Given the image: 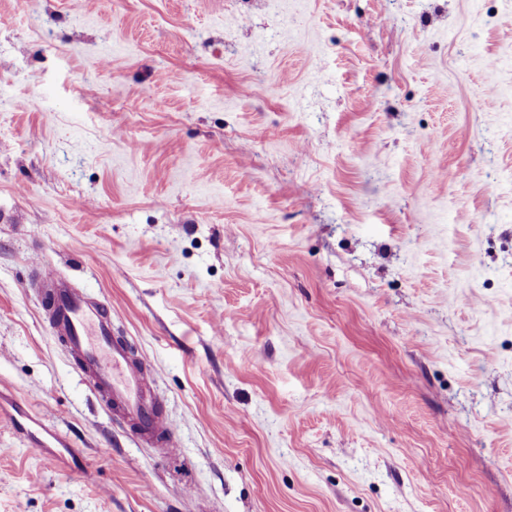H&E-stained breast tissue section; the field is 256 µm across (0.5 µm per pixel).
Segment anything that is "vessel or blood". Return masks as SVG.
Returning a JSON list of instances; mask_svg holds the SVG:
<instances>
[{"label": "vessel or blood", "instance_id": "obj_1", "mask_svg": "<svg viewBox=\"0 0 512 512\" xmlns=\"http://www.w3.org/2000/svg\"><path fill=\"white\" fill-rule=\"evenodd\" d=\"M39 285L44 290L45 319L58 344L113 417L140 441L166 453L175 451L173 428L151 392L149 363L132 356L126 340L114 335L109 306L46 269L39 272ZM0 415L45 455L71 452V443L25 405H0Z\"/></svg>", "mask_w": 512, "mask_h": 512}]
</instances>
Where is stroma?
I'll list each match as a JSON object with an SVG mask.
<instances>
[{
	"mask_svg": "<svg viewBox=\"0 0 512 512\" xmlns=\"http://www.w3.org/2000/svg\"><path fill=\"white\" fill-rule=\"evenodd\" d=\"M0 396V512H512V0H0ZM39 269L45 319L72 364L130 433L164 453L174 452L178 441L152 395L150 365L114 335L109 306L55 272ZM0 415L9 419L30 446L45 455L58 459L64 453L73 452L71 443L46 423V417L32 415L26 405L16 402L14 406L6 409L2 404Z\"/></svg>",
	"mask_w": 512,
	"mask_h": 512,
	"instance_id": "obj_1",
	"label": "stroma"
}]
</instances>
